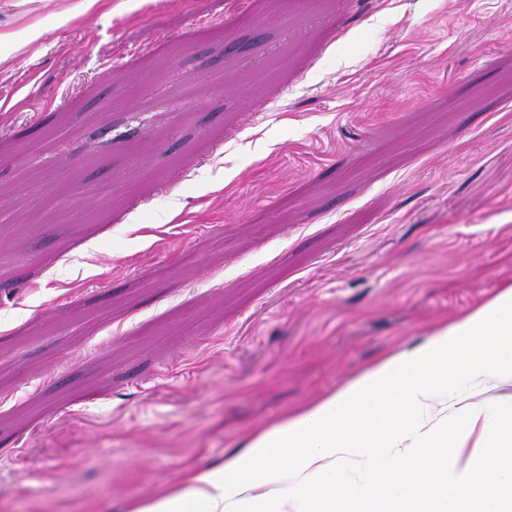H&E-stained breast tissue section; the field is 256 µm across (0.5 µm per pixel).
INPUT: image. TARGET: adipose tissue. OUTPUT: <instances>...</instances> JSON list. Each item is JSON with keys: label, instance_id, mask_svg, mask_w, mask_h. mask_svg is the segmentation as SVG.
<instances>
[{"label": "adipose tissue", "instance_id": "obj_1", "mask_svg": "<svg viewBox=\"0 0 512 512\" xmlns=\"http://www.w3.org/2000/svg\"><path fill=\"white\" fill-rule=\"evenodd\" d=\"M512 282L128 512H512ZM354 474L358 491L335 490Z\"/></svg>", "mask_w": 512, "mask_h": 512}]
</instances>
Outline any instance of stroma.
<instances>
[{
    "label": "stroma",
    "mask_w": 512,
    "mask_h": 512,
    "mask_svg": "<svg viewBox=\"0 0 512 512\" xmlns=\"http://www.w3.org/2000/svg\"><path fill=\"white\" fill-rule=\"evenodd\" d=\"M505 281L512 0H0V512H126Z\"/></svg>",
    "instance_id": "1"
}]
</instances>
